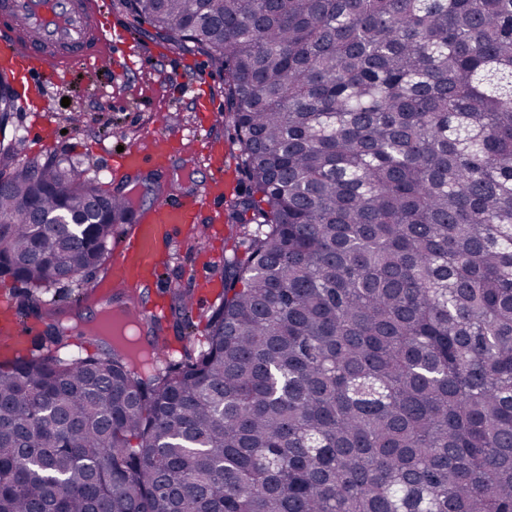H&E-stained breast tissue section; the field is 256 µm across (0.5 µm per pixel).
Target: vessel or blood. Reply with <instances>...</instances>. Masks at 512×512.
<instances>
[{"label": "vessel or blood", "mask_w": 512, "mask_h": 512, "mask_svg": "<svg viewBox=\"0 0 512 512\" xmlns=\"http://www.w3.org/2000/svg\"><path fill=\"white\" fill-rule=\"evenodd\" d=\"M125 42L103 0H0V77L21 99L38 101L36 124H43L48 109L45 84L75 63L100 64ZM177 145L171 134L150 154L132 145L108 157L103 169L137 175L148 168L158 174ZM222 201L223 184L215 181L193 200L164 199L145 209L135 232L112 255L114 285L151 288L174 232L204 217L219 223Z\"/></svg>", "instance_id": "b4317fda"}]
</instances>
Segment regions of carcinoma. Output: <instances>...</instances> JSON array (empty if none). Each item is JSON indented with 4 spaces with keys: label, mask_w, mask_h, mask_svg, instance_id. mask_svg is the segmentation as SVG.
I'll return each mask as SVG.
<instances>
[{
    "label": "carcinoma",
    "mask_w": 512,
    "mask_h": 512,
    "mask_svg": "<svg viewBox=\"0 0 512 512\" xmlns=\"http://www.w3.org/2000/svg\"><path fill=\"white\" fill-rule=\"evenodd\" d=\"M224 71L252 193L198 345L0 361V512H512V0H120ZM15 109L0 81V122ZM0 144V278L129 195ZM96 206L86 239L28 224Z\"/></svg>",
    "instance_id": "carcinoma-1"
}]
</instances>
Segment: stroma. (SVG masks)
<instances>
[{"instance_id": "1", "label": "stroma", "mask_w": 512, "mask_h": 512, "mask_svg": "<svg viewBox=\"0 0 512 512\" xmlns=\"http://www.w3.org/2000/svg\"><path fill=\"white\" fill-rule=\"evenodd\" d=\"M133 44L144 57L142 65L134 70L124 74L102 73L94 67L77 66L58 83L47 86L48 119L55 132L53 148L47 150L34 144L37 130L30 113L20 106L15 108L5 135L25 138L21 155L25 162H41L50 155L81 159L90 176L102 189L109 191L119 188L123 179L102 172V155L134 144L150 152L165 134L183 136L190 146L189 151L173 154L162 176L154 183L145 182L139 187L137 198L144 208L161 195L192 197L211 183L213 174L203 156L210 151L212 142L223 141L224 160L232 168L224 177V221L215 233L206 224L183 228L157 277L161 300L168 307L164 334L169 340L190 346L202 336L218 299L209 297L207 304L194 307L190 318L186 319L171 308L170 291L174 288L195 291L198 283L205 279L223 281L225 251L244 242L243 236L232 235L230 231L235 221V204L249 194L251 185L240 166L231 120L224 117L219 124H212L206 113L193 111L189 103L198 93L223 102V72L217 71L204 55L168 49L165 43L144 33L134 35ZM154 48L164 51V61L150 58L149 53ZM65 97L71 100L66 107L61 104ZM75 112L82 116L76 126L68 121ZM111 274L110 263H103L91 287L61 290L55 304L43 307L41 316H26V323L38 325L28 338V351L46 355L43 328L50 316L66 310H90L97 286Z\"/></svg>"}]
</instances>
